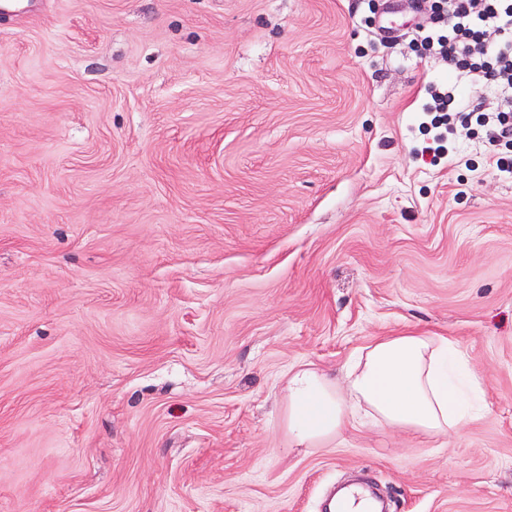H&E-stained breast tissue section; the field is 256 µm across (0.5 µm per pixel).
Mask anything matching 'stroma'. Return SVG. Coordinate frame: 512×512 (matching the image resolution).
Here are the masks:
<instances>
[{"mask_svg": "<svg viewBox=\"0 0 512 512\" xmlns=\"http://www.w3.org/2000/svg\"><path fill=\"white\" fill-rule=\"evenodd\" d=\"M0 13V512H512V177L438 160L405 0ZM447 336L486 414L288 451L283 378Z\"/></svg>", "mask_w": 512, "mask_h": 512, "instance_id": "stroma-1", "label": "stroma"}]
</instances>
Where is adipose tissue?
I'll use <instances>...</instances> for the list:
<instances>
[{
	"instance_id": "adipose-tissue-1",
	"label": "adipose tissue",
	"mask_w": 512,
	"mask_h": 512,
	"mask_svg": "<svg viewBox=\"0 0 512 512\" xmlns=\"http://www.w3.org/2000/svg\"><path fill=\"white\" fill-rule=\"evenodd\" d=\"M284 420L292 448H331L349 427L372 424L447 436L484 411L467 354L445 337L383 336L355 352L343 377L289 369Z\"/></svg>"
}]
</instances>
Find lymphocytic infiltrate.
I'll use <instances>...</instances> for the list:
<instances>
[{
  "label": "lymphocytic infiltrate",
  "instance_id": "obj_1",
  "mask_svg": "<svg viewBox=\"0 0 512 512\" xmlns=\"http://www.w3.org/2000/svg\"><path fill=\"white\" fill-rule=\"evenodd\" d=\"M421 48L448 60L445 80L430 86L431 123L453 132L479 127L494 145H512V0H434L430 16L415 20ZM492 87L491 110L470 104L459 89L462 77Z\"/></svg>",
  "mask_w": 512,
  "mask_h": 512
}]
</instances>
